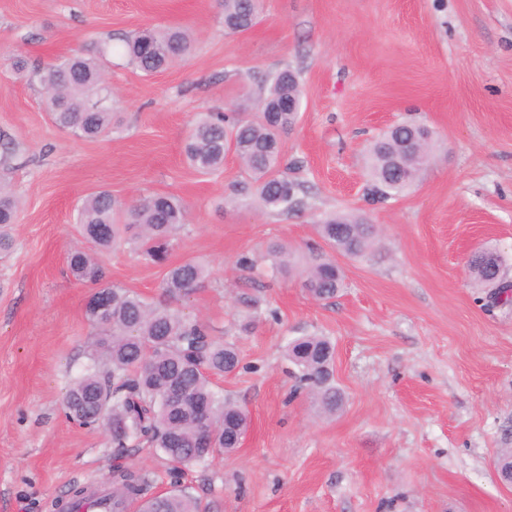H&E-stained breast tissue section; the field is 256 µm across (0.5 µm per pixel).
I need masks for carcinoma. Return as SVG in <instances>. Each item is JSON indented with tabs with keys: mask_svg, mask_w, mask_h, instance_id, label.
Instances as JSON below:
<instances>
[{
	"mask_svg": "<svg viewBox=\"0 0 512 512\" xmlns=\"http://www.w3.org/2000/svg\"><path fill=\"white\" fill-rule=\"evenodd\" d=\"M224 27L243 34L259 22L256 0H223ZM193 35L186 28H146L123 46V52L144 75L151 76L177 60H185L192 49ZM105 45L95 56L75 55L46 66H28L23 59L12 62L45 95L53 123L79 138L93 139L109 132L112 123V91L106 83ZM290 96L302 99L295 75L280 71L268 80L253 118L238 114H207L191 125L185 140L188 164L202 174L224 167V155L231 152L249 174L262 205L272 210L298 211L304 200L301 184L288 175L283 164L280 134L300 120L298 112H275L273 107ZM428 128L400 124L374 138L370 144L367 196L386 201L413 188L430 161L433 141L425 143L424 154L399 167L396 159L403 145L423 137ZM19 202L14 193L0 185V249L11 246L7 228L18 219ZM187 221L182 201L173 194L152 193L125 205L108 190L81 199L77 223L85 243L67 255L71 274L81 282L100 283L104 278L103 258L126 242L124 234L136 229L135 243L150 261L163 265L172 240ZM325 245L351 257H360L375 237L374 225L354 214L326 216L316 225ZM272 272L286 274L294 263L280 244L268 249ZM501 256L493 251L477 252L468 259L474 283L480 287L493 282ZM209 275L208 267L188 259L168 269L163 288L172 299L190 295ZM342 270L336 260L321 249L311 254L304 269L303 287L317 299H329L341 287ZM104 304L91 296L86 316L97 336L91 363L74 380L64 397L68 419L83 426L99 425L97 408L112 419V447L157 448L172 465V490L159 498H144L147 475L123 462L112 469V512H127L139 502L157 512H201L199 502L180 480L182 469L204 462L209 455L198 447L202 433L213 435L214 448L232 451L249 424L247 411L219 395L211 376L231 373L239 366L235 347L211 337L205 324L189 320L180 311L155 305L130 289L102 286ZM335 348L324 336H303L291 342L287 357L298 369L299 382L308 389L320 408L334 413L342 394L333 381ZM176 385L180 396L170 398L167 388ZM497 468L503 481L512 483V448H502Z\"/></svg>",
	"mask_w": 512,
	"mask_h": 512,
	"instance_id": "carcinoma-1",
	"label": "carcinoma"
}]
</instances>
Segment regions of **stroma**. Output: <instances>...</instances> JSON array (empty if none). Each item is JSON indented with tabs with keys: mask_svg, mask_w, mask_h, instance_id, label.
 Here are the masks:
<instances>
[{
	"mask_svg": "<svg viewBox=\"0 0 512 512\" xmlns=\"http://www.w3.org/2000/svg\"><path fill=\"white\" fill-rule=\"evenodd\" d=\"M173 26L195 34L187 62L146 76L112 55V129L96 140L59 130L8 63L89 55ZM284 67L303 90L301 118L281 135L305 201L290 214L258 202L234 154L210 175L183 156L196 113L254 114ZM407 121L433 130L434 157L409 194L367 202L369 144ZM4 146L15 153L0 159V182L19 215L0 254V512H57L73 485H112L109 435L62 406L89 363L96 290L66 257L75 207L100 189L184 200L169 263L198 258L210 275L175 306L238 350V368L212 382L249 427L236 451L186 471L203 512H512L494 466L512 448V303H490L467 267L488 245L512 280V0H262L244 35L225 33L222 0H0ZM341 211L377 236L364 257L337 256L335 298H312L300 273L272 275L270 244L302 257L315 221ZM104 266L108 284L164 301L165 267L134 245ZM313 335L335 347L344 401L333 414L286 357Z\"/></svg>",
	"mask_w": 512,
	"mask_h": 512,
	"instance_id": "stroma-1",
	"label": "stroma"
}]
</instances>
